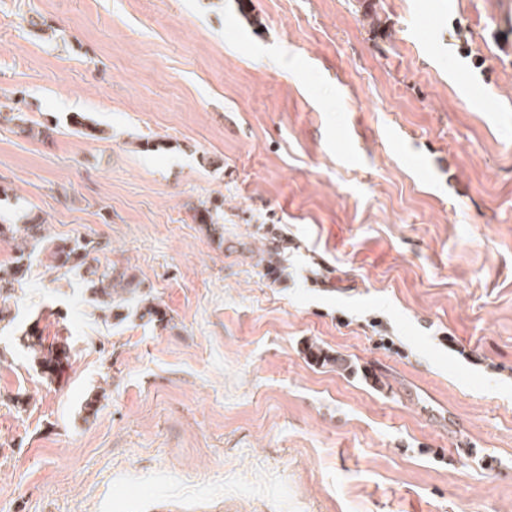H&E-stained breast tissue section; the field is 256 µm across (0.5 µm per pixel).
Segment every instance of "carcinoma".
<instances>
[{"label": "carcinoma", "mask_w": 512, "mask_h": 512, "mask_svg": "<svg viewBox=\"0 0 512 512\" xmlns=\"http://www.w3.org/2000/svg\"><path fill=\"white\" fill-rule=\"evenodd\" d=\"M44 230L45 224L37 217L28 219L24 224H0L1 237L21 241L19 255L13 265L0 267V323L9 326L14 321L5 302L12 297L15 285L24 280L30 269V265L25 263L29 257L27 251L33 252L45 242ZM95 250L91 242L78 238L54 241L49 248L50 269L62 276L74 275L83 279L88 284L90 300L111 318L120 319V314L114 309L117 308L115 295L121 292L136 300L140 319L160 325L167 321V313L159 300L151 290L142 287V281L128 273L126 268L119 269L113 263H99V259L90 257ZM19 341L27 349L42 378L51 382L59 376L64 360L68 359L67 344L61 345L55 340L50 342L35 329L24 332Z\"/></svg>", "instance_id": "obj_1"}]
</instances>
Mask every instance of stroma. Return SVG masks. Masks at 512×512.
<instances>
[{
	"mask_svg": "<svg viewBox=\"0 0 512 512\" xmlns=\"http://www.w3.org/2000/svg\"><path fill=\"white\" fill-rule=\"evenodd\" d=\"M373 2L0 0V104L59 126L0 118V217L169 317L35 252L69 358L0 335V512H512V0ZM48 249L51 256L49 268L61 276L74 275L83 279L88 284L86 291L90 292V300L98 309L108 312L107 318L123 320L121 313L113 314L115 308H120L115 305L114 295L121 292L136 300L139 308L137 313L141 320L146 318L147 323L158 325L169 321L167 313L161 308L157 297L152 295L151 289L145 290L142 281L128 273V268L119 269L113 262L101 264L95 257L91 260L96 265L89 263L90 254L96 250L91 241H81L79 238L58 239L52 241ZM20 344L27 349L33 364L40 371L41 377L50 383L62 372L63 362L68 359L66 343L58 344V341L48 342V337L36 329L25 331L19 337Z\"/></svg>",
	"mask_w": 512,
	"mask_h": 512,
	"instance_id": "35a3bbf8",
	"label": "stroma"
}]
</instances>
